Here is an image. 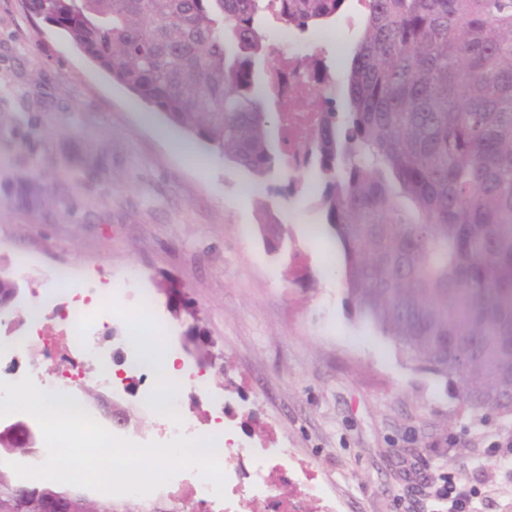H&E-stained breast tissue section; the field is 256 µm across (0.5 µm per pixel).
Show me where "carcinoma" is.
Listing matches in <instances>:
<instances>
[{
    "instance_id": "carcinoma-1",
    "label": "carcinoma",
    "mask_w": 512,
    "mask_h": 512,
    "mask_svg": "<svg viewBox=\"0 0 512 512\" xmlns=\"http://www.w3.org/2000/svg\"><path fill=\"white\" fill-rule=\"evenodd\" d=\"M300 34L346 0H274ZM341 94L313 69L321 118L306 153L319 208L362 319L446 378L474 415L512 413V0H364ZM75 49L267 197L259 229L278 250L268 183L288 153V116L269 110L256 67L269 56L263 0H25ZM277 123L280 150L270 141ZM186 339L207 363L205 338ZM130 512L82 488L0 469L3 512Z\"/></svg>"
}]
</instances>
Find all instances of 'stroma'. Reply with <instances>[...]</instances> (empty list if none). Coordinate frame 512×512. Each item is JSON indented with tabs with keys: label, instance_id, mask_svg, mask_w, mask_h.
I'll return each mask as SVG.
<instances>
[{
	"label": "stroma",
	"instance_id": "1",
	"mask_svg": "<svg viewBox=\"0 0 512 512\" xmlns=\"http://www.w3.org/2000/svg\"><path fill=\"white\" fill-rule=\"evenodd\" d=\"M362 12L349 0L329 35L292 50L319 54L344 83ZM164 128L22 0H0V266L26 304L53 289L54 267L75 287L127 279L102 346L125 347L145 298L177 347L188 324L162 286L182 288L224 363L205 373L239 447L284 448L311 469V502L287 493L298 512L325 500L336 512H448L437 494L448 478L474 490L473 512H512V415L460 411L445 378L357 317L313 197L279 200L288 238L270 252L249 177L203 149L175 152ZM143 391L136 379L113 395L131 415L121 434L137 443L155 428Z\"/></svg>",
	"mask_w": 512,
	"mask_h": 512
}]
</instances>
